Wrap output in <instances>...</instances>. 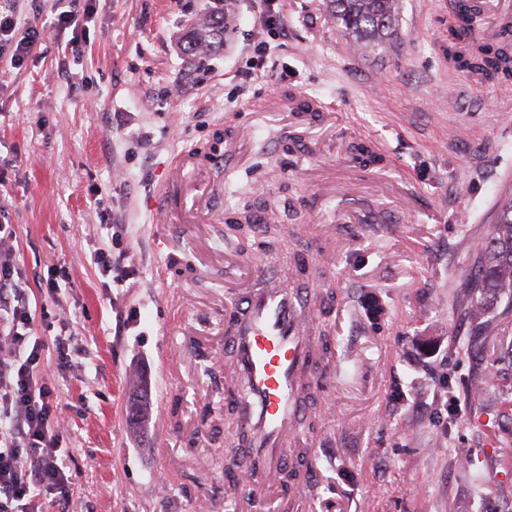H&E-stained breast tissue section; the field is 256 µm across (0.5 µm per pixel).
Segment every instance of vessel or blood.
Returning a JSON list of instances; mask_svg holds the SVG:
<instances>
[{
  "instance_id": "vessel-or-blood-1",
  "label": "vessel or blood",
  "mask_w": 512,
  "mask_h": 512,
  "mask_svg": "<svg viewBox=\"0 0 512 512\" xmlns=\"http://www.w3.org/2000/svg\"><path fill=\"white\" fill-rule=\"evenodd\" d=\"M249 269L248 288L231 298L224 316V391L238 401L224 467L251 469L254 483L265 485L303 443V394L307 368L322 351L313 334L321 310L317 289L288 286L259 261Z\"/></svg>"
}]
</instances>
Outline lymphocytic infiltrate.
Segmentation results:
<instances>
[{
  "label": "lymphocytic infiltrate",
  "mask_w": 512,
  "mask_h": 512,
  "mask_svg": "<svg viewBox=\"0 0 512 512\" xmlns=\"http://www.w3.org/2000/svg\"><path fill=\"white\" fill-rule=\"evenodd\" d=\"M48 29L82 34L93 0H58ZM45 29V30H48ZM45 30L24 25L16 0H0V56L24 61ZM12 225L0 224V512H42L41 499L68 497L70 478L60 456L56 386L29 346L34 319L14 261Z\"/></svg>",
  "instance_id": "1"
}]
</instances>
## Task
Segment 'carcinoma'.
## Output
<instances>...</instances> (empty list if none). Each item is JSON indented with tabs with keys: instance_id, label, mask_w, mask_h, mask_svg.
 <instances>
[{
	"instance_id": "carcinoma-1",
	"label": "carcinoma",
	"mask_w": 512,
	"mask_h": 512,
	"mask_svg": "<svg viewBox=\"0 0 512 512\" xmlns=\"http://www.w3.org/2000/svg\"><path fill=\"white\" fill-rule=\"evenodd\" d=\"M208 8L185 34L184 51L190 56L224 49V0ZM333 19L358 46L379 44L396 32L399 0H328ZM472 18L464 6L449 30L448 58L458 68L485 81L512 78V42L471 45ZM512 304V198L501 202L489 236L479 245L469 278L470 313L475 335L493 336L501 322L495 308L501 301ZM131 394L140 397L131 406L130 424L139 426L147 418V394L141 375H135ZM471 482L480 487L486 466L471 456L464 459Z\"/></svg>"
}]
</instances>
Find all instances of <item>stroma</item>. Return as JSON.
Masks as SVG:
<instances>
[{
  "instance_id": "1",
  "label": "stroma",
  "mask_w": 512,
  "mask_h": 512,
  "mask_svg": "<svg viewBox=\"0 0 512 512\" xmlns=\"http://www.w3.org/2000/svg\"><path fill=\"white\" fill-rule=\"evenodd\" d=\"M454 0H402L396 33L354 47L326 0H281L266 59L254 0H234L222 51L187 55L206 0H96L85 39L0 58V224L13 225L43 365L64 423L67 504L44 512H241L224 495V307L242 259L336 292L327 394L305 425L319 458L311 512H495L512 500V360L457 349L477 245L512 196V85L448 62ZM259 69L246 92L242 75ZM310 98L331 117L300 119ZM369 143L380 164H358ZM195 154L187 221L159 222V184ZM294 228L283 237L280 225ZM121 237L135 276L107 288L94 251ZM322 254L310 278L296 256ZM65 271L57 299L40 285ZM69 339L59 367L56 337ZM493 369L467 397L472 373ZM151 409L127 425V372ZM500 459L482 489L450 451Z\"/></svg>"
}]
</instances>
